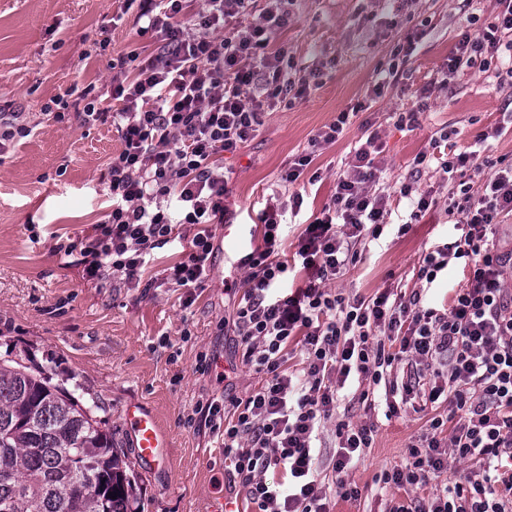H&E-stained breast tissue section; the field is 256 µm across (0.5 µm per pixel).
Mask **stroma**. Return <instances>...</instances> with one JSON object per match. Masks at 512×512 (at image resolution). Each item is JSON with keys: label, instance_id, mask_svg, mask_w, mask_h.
<instances>
[{"label": "stroma", "instance_id": "stroma-1", "mask_svg": "<svg viewBox=\"0 0 512 512\" xmlns=\"http://www.w3.org/2000/svg\"><path fill=\"white\" fill-rule=\"evenodd\" d=\"M288 11V25L273 42L287 44L293 78L319 84L292 105L267 112L255 138L227 156L231 223L252 225L253 242L261 244L258 215L267 199L288 189L279 181L281 170L308 150L323 125L350 112L343 136L311 164L320 180L304 175L291 188L303 194L304 205L284 217L285 252L294 253L311 215L328 202L336 174L359 138L378 132L380 188L390 193L405 183L414 194H430L437 205L413 224L408 199L393 201L380 239L357 243L359 261L330 286L364 298L384 290L417 291L424 305L442 307L462 283L461 261L451 260L430 284L419 279L418 270L428 251L455 241L448 209L460 193L436 167L415 165L414 159L443 127L457 134L440 150L456 154L500 125L502 135L487 141L490 165L484 173L512 165V85L476 66L444 76L459 34L482 29L495 0H408L399 12L389 0H291ZM135 15L122 0H0V113H27L32 128L0 156V361L25 357L51 368L54 382L79 383L97 397V418L131 464L132 512H213L222 502L233 512H252L244 494L224 481L221 438L189 421L198 404L226 394L245 396L258 381L220 326L233 309V290L207 279L186 309L174 289L127 288L116 277L92 282L83 276L79 254L55 252L59 239L76 241L91 233L108 209L107 165L121 142L111 122L86 124L80 113L86 87L106 95L112 66L121 57L156 50L153 39L136 36ZM105 24L112 27V43L103 49L98 41ZM409 35L418 36V47L401 63L398 84L372 97L376 73L388 68L396 44ZM427 86L432 95L417 127L400 128L394 112L410 106ZM59 94L68 101L61 123L43 112ZM203 353L215 358L205 374L197 369ZM409 378L410 368L402 363L389 383L364 390L346 385L336 417L371 425L373 442L347 475L360 498H335L332 512H388L391 498L430 495L427 486L395 492L380 480L404 461L410 444L428 434L432 418L448 413L447 404L420 397L389 413L387 391ZM131 402L151 409L169 439L161 468L137 458L123 422Z\"/></svg>", "mask_w": 512, "mask_h": 512}]
</instances>
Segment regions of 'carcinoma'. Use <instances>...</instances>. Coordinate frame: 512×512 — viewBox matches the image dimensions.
Returning a JSON list of instances; mask_svg holds the SVG:
<instances>
[{"instance_id":"1","label":"carcinoma","mask_w":512,"mask_h":512,"mask_svg":"<svg viewBox=\"0 0 512 512\" xmlns=\"http://www.w3.org/2000/svg\"><path fill=\"white\" fill-rule=\"evenodd\" d=\"M99 409L42 366L0 364V512H130V465Z\"/></svg>"}]
</instances>
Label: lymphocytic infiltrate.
I'll use <instances>...</instances> for the list:
<instances>
[{
  "mask_svg": "<svg viewBox=\"0 0 512 512\" xmlns=\"http://www.w3.org/2000/svg\"><path fill=\"white\" fill-rule=\"evenodd\" d=\"M125 2L138 6V35L155 34L160 46L143 62L129 53L131 68L113 73L115 109L101 108L95 97L86 104L85 122L111 120L120 136L122 149L108 164L112 204L92 234L57 249L80 252L87 279L116 275L136 288L155 249L184 226L192 232L189 250L166 269L163 282L182 290L187 309L209 276L216 253L212 227L228 219L225 155L256 135L264 110L304 96L310 84L292 80L287 46L271 44L272 34L288 24V0H265L260 13L256 0ZM506 51L512 52V0H496L483 29L460 34L446 72L477 64L490 69ZM348 119L340 112L319 129L309 153L294 159L282 181L296 182L315 153L339 139ZM487 139L480 134L469 150L439 163L458 182V237L425 254L418 276L433 282L453 259L468 269L465 285L441 310L423 306L417 292L349 300L329 286L357 263L356 243L383 232L390 196L376 188L383 148L378 133L359 140L292 260L280 256L281 217L300 210L302 195L274 198L260 214L265 238L241 261L245 276L230 327L244 362L261 380L245 397L196 410L200 425L222 431L231 464L226 476L256 512H331V494L360 497L345 473L370 447L372 427L337 423L331 494L318 478L315 443L349 378L380 382L405 359L424 368L444 362L446 377L431 386L428 400L447 398L449 413L432 419L430 436L410 445L405 462L383 473V483L399 490L425 486L447 473L452 460L475 469L437 490L427 505L396 500L389 512H512V247L498 237L502 218L512 216V167L476 188L466 178L488 166ZM174 200L183 204L177 220L170 214ZM293 264L307 272L305 286L280 288ZM295 356L297 371L288 366ZM271 469L282 471L280 481H266Z\"/></svg>",
  "mask_w": 512,
  "mask_h": 512,
  "instance_id": "1",
  "label": "lymphocytic infiltrate"
}]
</instances>
